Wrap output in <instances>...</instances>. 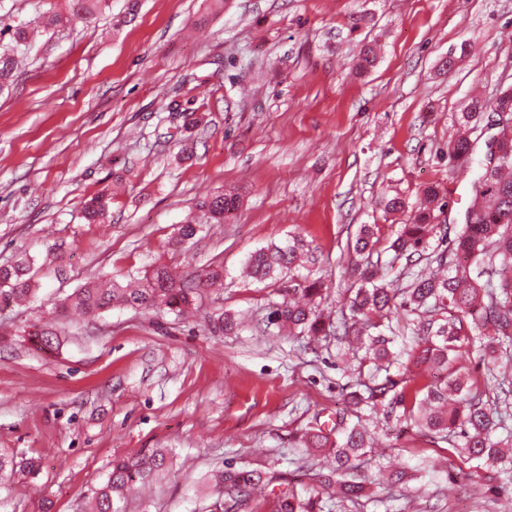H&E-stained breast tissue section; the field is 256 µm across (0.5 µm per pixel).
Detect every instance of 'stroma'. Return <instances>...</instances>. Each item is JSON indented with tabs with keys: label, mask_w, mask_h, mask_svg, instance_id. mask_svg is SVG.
<instances>
[{
	"label": "stroma",
	"mask_w": 512,
	"mask_h": 512,
	"mask_svg": "<svg viewBox=\"0 0 512 512\" xmlns=\"http://www.w3.org/2000/svg\"><path fill=\"white\" fill-rule=\"evenodd\" d=\"M108 0L95 17L31 45L0 89V265L33 262L35 297L0 312V450L35 460L34 476L0 488V512H87L113 460L167 448L174 463L122 512H210L212 471L258 467L271 492L311 488L326 454L303 447L313 421L333 425L372 367L269 324L281 281L243 273L255 249L301 235L338 317L357 285L347 248L380 227L387 280L413 270L387 246L424 187L448 201L436 229L453 239L470 206L472 170L448 143L473 99L512 86V0ZM376 61L358 72L362 45ZM200 117L185 134L171 101ZM122 178L106 223L82 200ZM233 190L236 216L177 246L197 202ZM404 199L384 212V195ZM224 267L193 317L114 309L57 313L54 302L96 278L166 265L191 278ZM241 330L212 327L221 312ZM60 338L45 353L25 328ZM375 454L411 472L395 501L345 512H512V499L464 496L475 466L446 442L400 433L377 412Z\"/></svg>",
	"instance_id": "1"
}]
</instances>
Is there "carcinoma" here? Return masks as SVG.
<instances>
[{"label": "carcinoma", "instance_id": "carcinoma-1", "mask_svg": "<svg viewBox=\"0 0 512 512\" xmlns=\"http://www.w3.org/2000/svg\"><path fill=\"white\" fill-rule=\"evenodd\" d=\"M104 0H68L67 14L45 11L36 23L7 24L0 41V87L7 85L17 62L24 58L30 34L49 32L67 25L71 18H89L102 9ZM512 113V88L502 90L492 101L476 99L468 111L461 113L460 123L466 133L448 143V161L467 169L478 163L472 182V201L465 223L451 246L433 248L437 218L445 213L446 201L436 186L422 192L419 206L408 224L401 225L388 250L416 266L426 260L447 269L436 277L423 270L413 274L402 288H391L381 274V265L372 261L380 243L379 227L363 224L348 248L363 261L355 264L359 285L350 299L349 314L336 319V342L346 344L352 354L363 353V360L373 364L384 379L363 385L350 392L351 415H342L335 428L324 432L313 427L305 434V447L326 448L332 463L322 475L318 487L303 495L294 488L281 492L272 512H323L328 501L339 506L361 505L371 500L360 471L376 469V480L386 487L403 482L406 473L392 470L383 461L370 456L372 433L362 422L363 410L383 408L396 410L409 417L419 431L444 441L453 439L452 447L469 461L491 469L487 491L512 495V375L499 371L503 361L512 362V136L503 133L484 143L483 158L475 161L478 141L473 130L484 120L485 113ZM112 193L104 187L82 206V217L88 224L107 221ZM237 194L220 193L204 199L201 208L216 224L236 214ZM310 253L309 245L299 236L282 244L272 243L253 252L247 260L251 277L257 281L281 279L292 273L300 258ZM31 265L23 261L0 267V306H13L32 292ZM224 267L216 265L199 276L198 281L182 280L165 266H159L138 281L122 284L112 280L103 287L88 282L67 295L55 308L80 311L96 316L114 306L136 310L163 309L183 315L194 304L200 288L220 285ZM322 284L318 280L297 283L288 279L282 300L272 305L268 322L298 336L312 338L325 331V318L319 309ZM422 313L426 320L415 329L416 348L405 352L394 350L391 317L399 311ZM446 310L448 321L438 322L435 316ZM39 349L49 352L59 345L57 333L41 327V333L29 335ZM478 347L488 359V375L494 387H481L470 372L458 363L463 352ZM419 363H428L440 370L442 378L421 384L418 377L395 380L388 375L402 355ZM505 437L497 436V432ZM171 451L154 449L147 453L116 459L105 480L96 488L89 512H120L116 500L124 490L153 481L154 476L170 463ZM33 461L17 460V456L0 451V479L10 478L17 471L32 473ZM210 482L218 497H228L236 504L253 498L254 491L267 484V473L260 469L226 464L215 472Z\"/></svg>", "mask_w": 512, "mask_h": 512}]
</instances>
